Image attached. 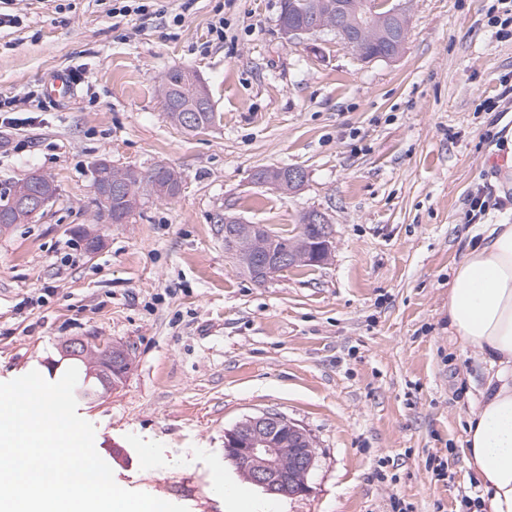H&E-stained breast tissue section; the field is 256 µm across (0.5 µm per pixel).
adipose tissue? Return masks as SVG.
<instances>
[{"label":"adipose tissue","instance_id":"1","mask_svg":"<svg viewBox=\"0 0 512 512\" xmlns=\"http://www.w3.org/2000/svg\"><path fill=\"white\" fill-rule=\"evenodd\" d=\"M448 325L483 375L466 437L482 512H512V224L483 225L468 246L448 287Z\"/></svg>","mask_w":512,"mask_h":512}]
</instances>
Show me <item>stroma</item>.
<instances>
[{
    "label": "stroma",
    "instance_id": "stroma-1",
    "mask_svg": "<svg viewBox=\"0 0 512 512\" xmlns=\"http://www.w3.org/2000/svg\"><path fill=\"white\" fill-rule=\"evenodd\" d=\"M111 7H6L21 22L0 28V99L28 122L0 123V184L36 169L57 193L0 230V383L59 380L74 339L124 346L122 384L77 412L117 485L188 512H467L482 375L448 333V284L471 193L484 191V223L512 224L499 167L512 36L490 22L498 0H412L404 51L372 62L331 32L286 42L280 0H156L147 18ZM221 17L224 41L210 31ZM172 67L205 79L212 127L170 122L160 79ZM58 69L80 76L66 102L45 92ZM102 158L165 163L182 190L142 194L110 223L92 186ZM284 166L304 171L299 190L250 181ZM310 210L334 239L321 265L261 285L224 250L218 215L294 236ZM267 410L313 441L306 493L266 494L224 457L225 430Z\"/></svg>",
    "mask_w": 512,
    "mask_h": 512
}]
</instances>
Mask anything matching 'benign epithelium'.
I'll return each instance as SVG.
<instances>
[{
  "label": "benign epithelium",
  "mask_w": 512,
  "mask_h": 512,
  "mask_svg": "<svg viewBox=\"0 0 512 512\" xmlns=\"http://www.w3.org/2000/svg\"><path fill=\"white\" fill-rule=\"evenodd\" d=\"M283 38L292 42H304L329 29L344 44L350 47L362 60L361 40L368 35L373 42L384 40L389 52L384 59L396 58L403 50L408 30L406 9L391 0H350L336 3V23L332 24L320 16L314 17L306 25L295 27L287 22H279ZM186 95L200 102L205 100L207 89L204 80L197 75L188 80ZM140 179V171L128 170L125 175L112 177V163L101 159L96 163L93 187L101 196L112 189L126 190L127 183ZM305 180V173L290 167L288 170L274 169L252 174L253 183L270 188H297ZM44 183L43 175L33 171L24 177L14 188L12 204L29 216H36L41 210L42 197L37 193L38 186ZM304 222L315 230L312 238L315 251H329L333 247L330 225L325 217L317 212L305 213ZM268 232L264 224H246L240 218L224 215V250L236 261L246 265L254 273L260 284L269 281L277 273L295 262L293 252L284 248L279 254H263L258 251H244L239 242L246 235L260 236ZM288 429V447L273 448L271 440ZM309 436L297 423L276 411H264L250 416L224 432V456L230 461L241 460L247 464L246 476L254 485L270 495L293 496L308 491L306 476L312 468L314 455L307 447ZM288 455L292 468H283L282 457Z\"/></svg>",
  "instance_id": "obj_1"
}]
</instances>
